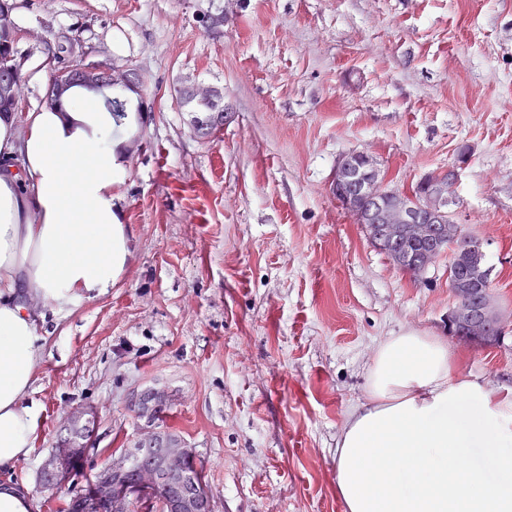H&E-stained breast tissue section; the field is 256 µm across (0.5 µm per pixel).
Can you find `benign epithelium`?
Listing matches in <instances>:
<instances>
[{
	"label": "benign epithelium",
	"instance_id": "benign-epithelium-1",
	"mask_svg": "<svg viewBox=\"0 0 512 512\" xmlns=\"http://www.w3.org/2000/svg\"><path fill=\"white\" fill-rule=\"evenodd\" d=\"M79 83L90 88L121 87L138 95L144 87L143 76L134 68L115 70L103 64L91 61L87 64L61 70L55 81L51 83L46 97V104L60 103L61 96L71 85ZM0 99L22 103V85L15 81L12 66L7 64L0 69ZM375 167L372 160L359 153L349 154L337 162L332 181V191L336 199L344 206L351 205L358 199H366L373 203L368 212H357L361 224H379L377 244L382 246L394 242V235L399 230L385 227L386 208L397 207V219L403 228L423 243V248L415 256L414 264L429 265L439 247L448 239V225L432 207L419 204L408 206L403 199L377 186L373 180ZM457 177L454 167L437 173L431 178H422L421 183L428 194L445 197L448 183ZM487 320L494 322L499 331L503 332L512 323L508 317L498 311L493 302L492 294L484 296L479 307L474 308L466 302L458 303L448 311V324L464 323L477 330ZM159 398L156 392H143L136 397L138 405L143 407L141 420L145 425H153L154 410L147 408L152 400ZM90 448L75 440H65L53 452L42 469L41 486L53 491L66 483L73 473L71 464L84 460ZM197 465L193 452L188 448H180L172 441L158 444L154 434L139 441L132 448L111 460L96 473L95 489L85 502L86 512H99L107 507L108 512H129L134 503L145 505L157 500L165 486V479L177 477L187 467ZM166 512H213L212 499L205 485L201 484L189 494H178L166 501Z\"/></svg>",
	"mask_w": 512,
	"mask_h": 512
}]
</instances>
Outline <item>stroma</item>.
Returning a JSON list of instances; mask_svg holds the SVG:
<instances>
[{
	"label": "stroma",
	"mask_w": 512,
	"mask_h": 512,
	"mask_svg": "<svg viewBox=\"0 0 512 512\" xmlns=\"http://www.w3.org/2000/svg\"><path fill=\"white\" fill-rule=\"evenodd\" d=\"M16 3L26 60L68 36L49 68L133 67L155 100L116 189L125 272L37 327L40 422L10 475L32 512L66 507L37 480L60 439L92 431L83 485L143 438L144 390L161 391L157 433L194 449L214 512H344L337 445L382 342L446 338L454 374L512 389V328L494 346L450 339L447 258L401 271L331 185L352 152L399 189L457 166L448 208L512 314V0ZM187 88L223 93L215 135L181 107Z\"/></svg>",
	"instance_id": "obj_1"
}]
</instances>
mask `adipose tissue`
<instances>
[{
    "instance_id": "adipose-tissue-1",
    "label": "adipose tissue",
    "mask_w": 512,
    "mask_h": 512,
    "mask_svg": "<svg viewBox=\"0 0 512 512\" xmlns=\"http://www.w3.org/2000/svg\"><path fill=\"white\" fill-rule=\"evenodd\" d=\"M126 139L101 95L0 113V472L32 450L39 411L26 396L39 356L32 299L60 313L109 292L132 254L115 186ZM437 336L412 331L379 347L369 403L347 421L337 455L344 512H512V488L469 473L481 448L512 473V391L452 376Z\"/></svg>"
}]
</instances>
